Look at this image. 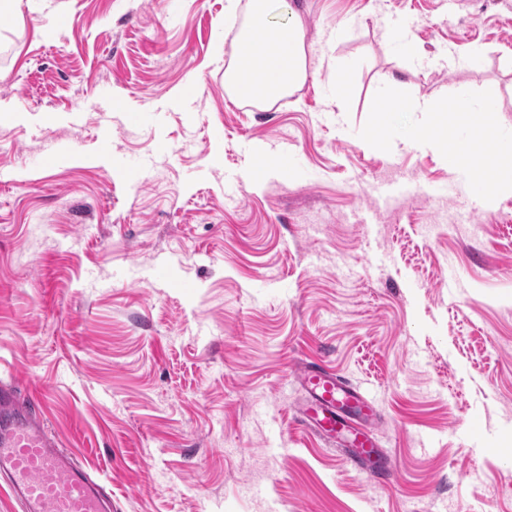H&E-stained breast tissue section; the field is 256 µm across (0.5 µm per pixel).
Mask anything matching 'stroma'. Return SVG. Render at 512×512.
Returning a JSON list of instances; mask_svg holds the SVG:
<instances>
[{
    "instance_id": "35a3bbf8",
    "label": "stroma",
    "mask_w": 512,
    "mask_h": 512,
    "mask_svg": "<svg viewBox=\"0 0 512 512\" xmlns=\"http://www.w3.org/2000/svg\"><path fill=\"white\" fill-rule=\"evenodd\" d=\"M296 2L309 76L266 110L224 94L226 0L0 19V379L115 512H512V193L470 208L411 142L461 93L512 133V0ZM312 360L376 402L392 483L300 424Z\"/></svg>"
}]
</instances>
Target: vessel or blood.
<instances>
[{
	"instance_id": "obj_1",
	"label": "vessel or blood",
	"mask_w": 512,
	"mask_h": 512,
	"mask_svg": "<svg viewBox=\"0 0 512 512\" xmlns=\"http://www.w3.org/2000/svg\"><path fill=\"white\" fill-rule=\"evenodd\" d=\"M296 381L303 392L298 410L308 427L329 440L346 438L340 462L366 467L378 440L356 417L368 403L365 394L309 363L300 364ZM0 479L24 512H112L110 490L63 449L40 400L23 394L12 380L0 381Z\"/></svg>"
}]
</instances>
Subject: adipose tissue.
I'll return each instance as SVG.
<instances>
[{
    "label": "adipose tissue",
    "instance_id": "1",
    "mask_svg": "<svg viewBox=\"0 0 512 512\" xmlns=\"http://www.w3.org/2000/svg\"><path fill=\"white\" fill-rule=\"evenodd\" d=\"M247 11L248 18L235 35L233 58L224 70V89L239 104L270 107L308 77L304 27L293 0H248ZM476 109L483 112L487 124H494L495 100L477 107L461 95L452 101L451 120L441 123L435 135L421 136V143L440 149L450 168L465 167L482 148L483 139L462 138L456 122Z\"/></svg>",
    "mask_w": 512,
    "mask_h": 512
}]
</instances>
